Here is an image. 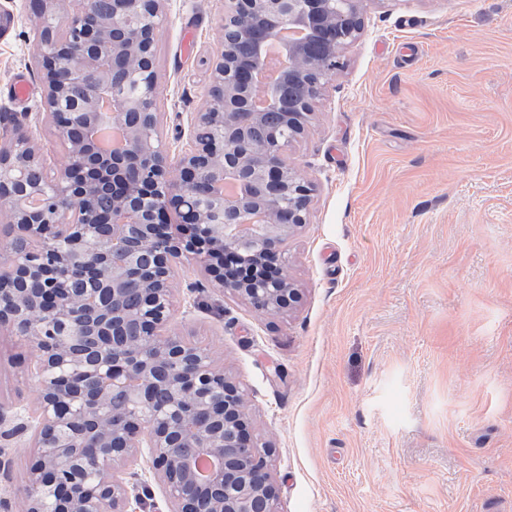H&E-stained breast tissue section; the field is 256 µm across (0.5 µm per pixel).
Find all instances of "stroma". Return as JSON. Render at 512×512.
I'll return each instance as SVG.
<instances>
[{"mask_svg": "<svg viewBox=\"0 0 512 512\" xmlns=\"http://www.w3.org/2000/svg\"><path fill=\"white\" fill-rule=\"evenodd\" d=\"M0 114L56 172L42 21L0 0ZM224 0H162L153 47L171 160L203 108ZM360 37L286 160L314 183L274 316L183 258L165 332L210 349L273 449L279 512H512V0H367ZM22 80L30 96L17 100ZM38 366L0 331V407L29 432L0 445L19 487L34 457ZM139 512L168 494L147 452L123 470Z\"/></svg>", "mask_w": 512, "mask_h": 512, "instance_id": "35a3bbf8", "label": "stroma"}]
</instances>
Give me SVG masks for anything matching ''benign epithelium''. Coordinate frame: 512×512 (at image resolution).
Masks as SVG:
<instances>
[{
	"label": "benign epithelium",
	"mask_w": 512,
	"mask_h": 512,
	"mask_svg": "<svg viewBox=\"0 0 512 512\" xmlns=\"http://www.w3.org/2000/svg\"><path fill=\"white\" fill-rule=\"evenodd\" d=\"M365 2L224 0L209 100L173 167L154 112L160 0H112L107 18L98 17L99 0H85L61 37L54 0H43L39 57L65 167L45 172L37 142L0 114V199L12 201L0 230L30 244L0 279V330L33 348L42 377L24 512H137L141 497L118 470L143 446L170 512H278L271 450L255 445L240 386L207 348L163 330L174 271L188 254L216 290L258 312L297 301L282 246L307 223L315 187L285 153L344 68ZM133 57L141 65L125 77L132 99L109 87L99 63L125 71ZM273 111L286 125L258 145L253 130ZM34 164L32 207L18 195ZM104 187L109 210L97 203ZM24 431L0 411L1 440ZM201 456L216 462L203 480Z\"/></svg>",
	"instance_id": "obj_1"
}]
</instances>
